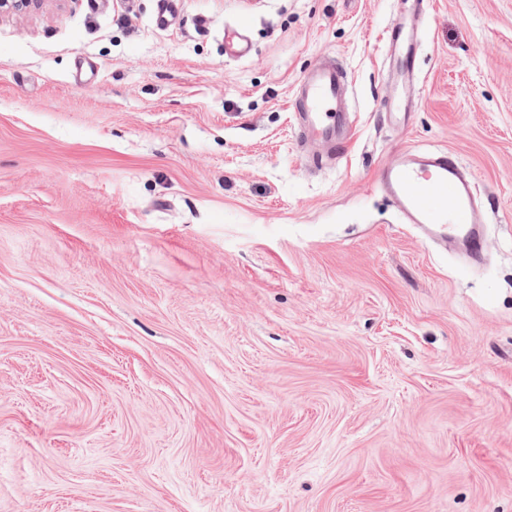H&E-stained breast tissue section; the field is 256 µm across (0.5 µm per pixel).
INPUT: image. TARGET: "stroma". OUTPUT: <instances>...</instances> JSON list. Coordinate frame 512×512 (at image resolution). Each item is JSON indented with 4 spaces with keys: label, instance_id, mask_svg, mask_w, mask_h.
<instances>
[{
    "label": "stroma",
    "instance_id": "stroma-1",
    "mask_svg": "<svg viewBox=\"0 0 512 512\" xmlns=\"http://www.w3.org/2000/svg\"><path fill=\"white\" fill-rule=\"evenodd\" d=\"M0 16V512H512V0ZM251 46L224 52V31ZM342 64L345 158L294 92ZM471 172L487 255L381 167ZM402 22H395L387 30V38L397 53L398 61L405 72H413L414 43L407 39Z\"/></svg>",
    "mask_w": 512,
    "mask_h": 512
}]
</instances>
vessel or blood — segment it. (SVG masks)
Returning a JSON list of instances; mask_svg holds the SVG:
<instances>
[{
  "label": "vessel or blood",
  "mask_w": 512,
  "mask_h": 512,
  "mask_svg": "<svg viewBox=\"0 0 512 512\" xmlns=\"http://www.w3.org/2000/svg\"><path fill=\"white\" fill-rule=\"evenodd\" d=\"M387 38L405 72H412L414 44L403 23L391 24ZM346 71L324 61L298 83L296 104L302 145H318L331 154L345 153L352 123L345 102ZM380 184L395 200L407 223L445 245L463 242L473 259L485 253L481 220L466 172L447 153H404L381 170Z\"/></svg>",
  "instance_id": "obj_1"
}]
</instances>
